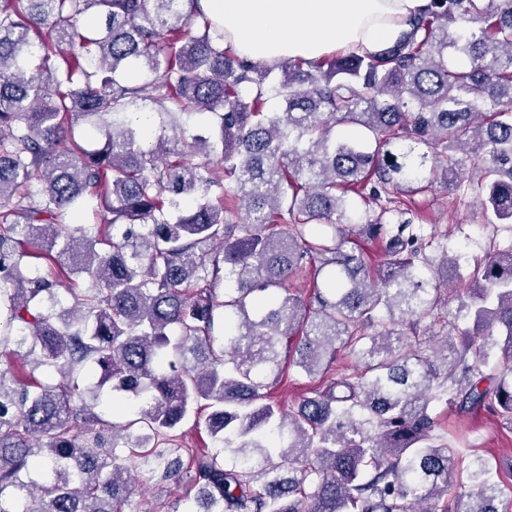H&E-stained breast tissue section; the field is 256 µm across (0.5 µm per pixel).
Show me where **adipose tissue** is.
<instances>
[{"mask_svg": "<svg viewBox=\"0 0 512 512\" xmlns=\"http://www.w3.org/2000/svg\"><path fill=\"white\" fill-rule=\"evenodd\" d=\"M236 54L265 65L334 51L375 52L430 0H202Z\"/></svg>", "mask_w": 512, "mask_h": 512, "instance_id": "adipose-tissue-1", "label": "adipose tissue"}]
</instances>
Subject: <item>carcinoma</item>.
I'll return each mask as SVG.
<instances>
[{"instance_id": "obj_1", "label": "carcinoma", "mask_w": 512, "mask_h": 512, "mask_svg": "<svg viewBox=\"0 0 512 512\" xmlns=\"http://www.w3.org/2000/svg\"><path fill=\"white\" fill-rule=\"evenodd\" d=\"M134 111L158 119L148 148ZM202 113L209 135L184 137ZM435 175L512 224V0H431L378 52L274 67L225 47L201 0H0V512H126L133 471L185 482L188 512H499L512 486L433 405L512 424V247L468 270L469 326L400 329L439 322L463 260H430L403 199ZM89 201L112 233L62 223ZM354 232L384 243L377 268ZM294 335L323 388L286 411L267 379ZM340 348L359 376L330 371ZM88 365L137 418L95 412ZM201 410L212 450L180 432Z\"/></svg>"}]
</instances>
